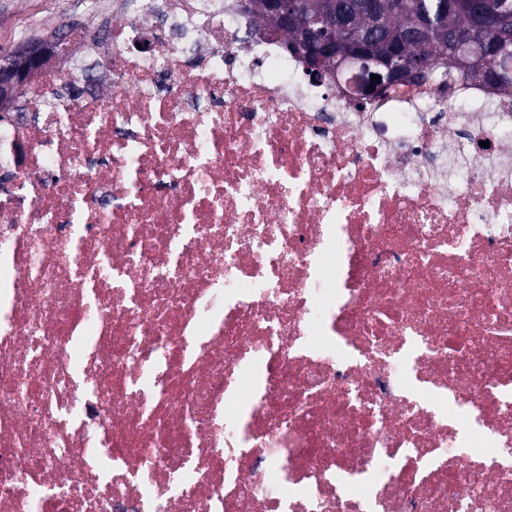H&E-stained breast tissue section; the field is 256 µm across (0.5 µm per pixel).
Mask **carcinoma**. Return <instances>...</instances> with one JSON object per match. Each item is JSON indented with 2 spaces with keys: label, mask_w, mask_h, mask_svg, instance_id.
Segmentation results:
<instances>
[{
  "label": "carcinoma",
  "mask_w": 512,
  "mask_h": 512,
  "mask_svg": "<svg viewBox=\"0 0 512 512\" xmlns=\"http://www.w3.org/2000/svg\"><path fill=\"white\" fill-rule=\"evenodd\" d=\"M270 0H248L245 10L267 21L288 35L291 46L303 51L306 32L319 25L314 18L323 13L326 0H306L308 8L296 14L294 23L284 27L269 7ZM363 0H335L336 16L360 37L362 48L385 63L404 60L421 62L411 76L413 82L440 81L447 85L470 77L471 59L456 52L461 34L492 56L493 78L485 84L493 88L512 89V30L480 28L473 24L472 6L485 0H467L469 7L458 5L460 0H406L405 8L393 5L395 0H382V9L372 16L362 8Z\"/></svg>",
  "instance_id": "obj_1"
}]
</instances>
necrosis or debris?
<instances>
[{
	"label": "necrosis or debris",
	"mask_w": 512,
	"mask_h": 512,
	"mask_svg": "<svg viewBox=\"0 0 512 512\" xmlns=\"http://www.w3.org/2000/svg\"><path fill=\"white\" fill-rule=\"evenodd\" d=\"M303 74L114 0L0 113V512H512V93Z\"/></svg>",
	"instance_id": "necrosis-or-debris-1"
}]
</instances>
